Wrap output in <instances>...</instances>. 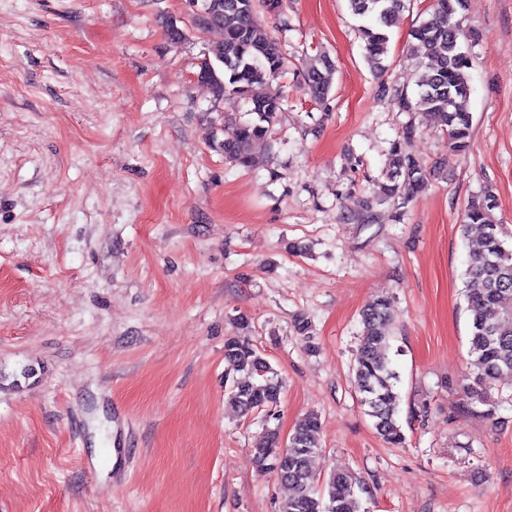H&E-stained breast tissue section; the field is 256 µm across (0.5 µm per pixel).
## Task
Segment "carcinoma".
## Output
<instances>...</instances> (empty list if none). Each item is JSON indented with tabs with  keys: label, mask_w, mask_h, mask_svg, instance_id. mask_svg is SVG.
Masks as SVG:
<instances>
[{
	"label": "carcinoma",
	"mask_w": 512,
	"mask_h": 512,
	"mask_svg": "<svg viewBox=\"0 0 512 512\" xmlns=\"http://www.w3.org/2000/svg\"><path fill=\"white\" fill-rule=\"evenodd\" d=\"M352 14L361 21L364 58L370 69L380 73L389 49V28L409 0H348ZM214 18L206 32L211 42L213 65L222 72L224 97H238L248 105L247 118L224 116L221 148L224 159L250 168L255 150L268 139L273 122L282 110L281 95L272 83L282 73L284 58L279 43L261 28L254 17L256 0H200ZM464 0H433L428 17L412 31L411 50L419 58L414 95L394 90L392 101L400 112L431 116L439 122L453 155L466 153L470 146L472 116L464 107L472 87L470 57L463 55L465 36L456 20ZM334 67L321 55L303 74L305 87L317 99L331 89ZM417 126L409 121L391 143L383 169L380 198L407 205L428 184V173L407 150L416 138ZM497 207L492 191H484L469 204L461 224L465 240L479 244V251L467 262L464 297L470 321L469 355L472 382L463 387L458 411L480 413L493 420L496 409L477 411L484 395L505 372L512 373V309L502 300L512 296V233L494 217ZM392 304L378 298L360 312L362 326L352 366V384L373 420L377 435L386 443L400 446L405 435L398 421L400 374L392 356ZM224 377L228 404L243 415L270 412L280 403L282 384L268 361L257 352L247 335L224 341ZM247 378H234L237 373ZM318 416H306L288 438V451L280 458L282 445L273 429L252 449L256 468L273 471L288 488L281 512H366L364 484L345 470L331 472L320 486H314L310 459L316 448Z\"/></svg>",
	"instance_id": "1"
}]
</instances>
